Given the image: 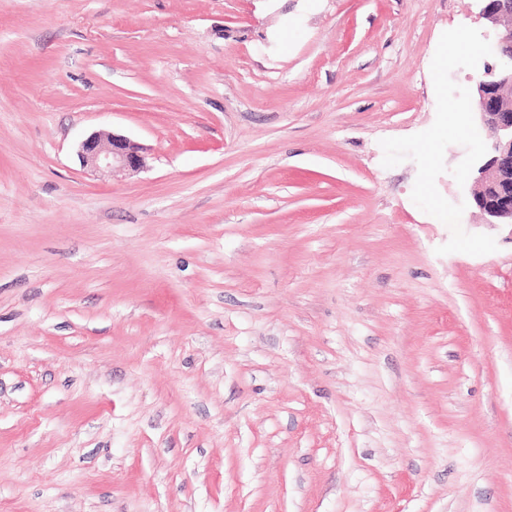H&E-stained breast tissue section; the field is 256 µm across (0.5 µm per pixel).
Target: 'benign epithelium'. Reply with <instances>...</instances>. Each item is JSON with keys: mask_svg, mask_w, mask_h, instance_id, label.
Segmentation results:
<instances>
[{"mask_svg": "<svg viewBox=\"0 0 512 512\" xmlns=\"http://www.w3.org/2000/svg\"><path fill=\"white\" fill-rule=\"evenodd\" d=\"M480 15L494 26L491 39L496 66H486L474 97L477 129L491 127L496 140L476 162L478 176L471 189L475 206L490 224H512V27L497 28L503 18L512 19V0H478ZM82 165L89 169L137 171L144 166L142 148L136 142L114 135L108 145L96 135L79 147Z\"/></svg>", "mask_w": 512, "mask_h": 512, "instance_id": "7a95c632", "label": "benign epithelium"}]
</instances>
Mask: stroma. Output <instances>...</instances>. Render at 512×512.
<instances>
[{"mask_svg":"<svg viewBox=\"0 0 512 512\" xmlns=\"http://www.w3.org/2000/svg\"><path fill=\"white\" fill-rule=\"evenodd\" d=\"M478 12L0 0V512H512V225L380 147ZM78 156L82 165L89 169L105 166L110 169L137 171L145 163L139 144L114 134L107 146L101 144L97 135L89 136L81 142Z\"/></svg>","mask_w":512,"mask_h":512,"instance_id":"1","label":"stroma"}]
</instances>
